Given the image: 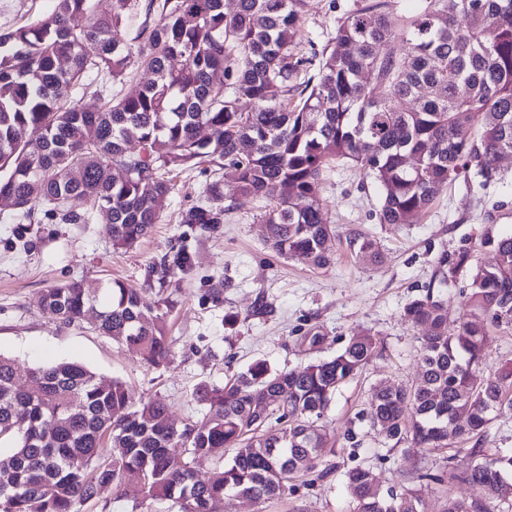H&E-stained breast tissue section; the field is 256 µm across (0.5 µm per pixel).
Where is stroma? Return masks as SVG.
<instances>
[{
	"label": "stroma",
	"mask_w": 512,
	"mask_h": 512,
	"mask_svg": "<svg viewBox=\"0 0 512 512\" xmlns=\"http://www.w3.org/2000/svg\"><path fill=\"white\" fill-rule=\"evenodd\" d=\"M360 0H309L301 21V55L321 51L338 22ZM55 0H0V31L35 21L53 11ZM501 178L482 196L464 179L449 184L430 210L413 224H382L380 197L363 170L337 161L323 174L322 196L337 237L327 243L331 263L278 255L265 243L261 218L271 202L242 196L231 170L202 166L168 173L172 193L160 221L140 243L117 249L99 224H38L10 218L0 200V354L18 363L17 380L27 384L29 367L50 361L78 362L103 382L124 381L134 400H163L171 420L183 425L202 416L205 392L224 386L260 360L274 370H291L340 352L360 332L376 333L381 352L343 384L321 419L334 440L316 461L314 473L297 476L278 498H236L224 512H357L344 485L348 469H369L382 492L416 493L426 512H443L448 497H472L467 484L450 477L471 458L447 451L417 453L393 445L367 416L379 382L416 383L426 325L404 318L408 303L434 286L450 319L466 311L468 275L448 285L437 282L442 254L469 250L473 262H490L486 236L512 235V156L500 162ZM224 187V221L201 227L181 214L196 205L209 183ZM371 235L384 255L371 265L352 256L344 233ZM191 260L176 266L180 254ZM169 264L165 282L153 268ZM83 280L90 288L119 280L139 289L146 305L165 313L172 353L154 367L86 324H65L37 304L46 288ZM320 334L310 345L306 334ZM81 512H174L170 504L138 502L103 488Z\"/></svg>",
	"instance_id": "stroma-1"
}]
</instances>
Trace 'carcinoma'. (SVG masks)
Masks as SVG:
<instances>
[{
    "instance_id": "1",
    "label": "carcinoma",
    "mask_w": 512,
    "mask_h": 512,
    "mask_svg": "<svg viewBox=\"0 0 512 512\" xmlns=\"http://www.w3.org/2000/svg\"><path fill=\"white\" fill-rule=\"evenodd\" d=\"M56 2L50 16L0 32V198L11 201L14 221L42 211L66 224L95 222L130 249L171 193L163 170L222 161L243 194L276 199L264 216L266 243L322 268L336 232L320 196L330 163L366 170L381 193L379 223L414 224L448 183L474 170L484 190L512 155V0H416L410 16L389 0H364L337 25L295 104L289 96L308 63L299 52L307 0H236L231 13L224 0H150L158 19L129 41L122 29L131 0ZM134 68L149 75L139 88L99 91L94 111L81 105L88 83H123ZM222 200L219 184H209L181 222L224 223ZM346 243L365 262L383 261L357 229ZM484 245L493 258L473 270L456 329L431 290L405 307L409 321L428 327L419 381L382 384L370 403L372 423L410 450L479 440L493 412L512 406V363L493 375L480 370L487 324L512 328V236ZM469 265L466 251L442 255L439 282ZM38 304L149 364L170 358L163 315L121 282L53 286ZM378 345L365 332L330 360L288 371L256 361L206 394L203 419L182 427L164 402L136 404L124 382L102 383L75 362L31 369L42 392L33 397L14 384L15 361L0 354V446L10 443L0 452V512H79L109 484L179 512L280 496L329 447L317 421ZM272 421L281 428L264 429ZM228 448L231 460L198 478L196 460H222ZM511 471L504 455L452 472L476 497H450L444 512L512 508ZM345 482L357 512H424L411 493L382 494L366 468L349 470Z\"/></svg>"
}]
</instances>
